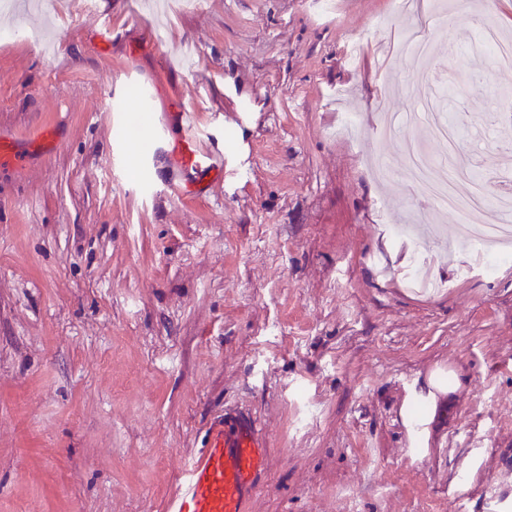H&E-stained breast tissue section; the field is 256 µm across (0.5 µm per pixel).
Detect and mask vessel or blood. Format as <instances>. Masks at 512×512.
<instances>
[{
  "label": "vessel or blood",
  "mask_w": 512,
  "mask_h": 512,
  "mask_svg": "<svg viewBox=\"0 0 512 512\" xmlns=\"http://www.w3.org/2000/svg\"><path fill=\"white\" fill-rule=\"evenodd\" d=\"M172 127L180 134L169 147V161L174 170L187 175L173 190L181 197L206 198L224 176V155L207 149L196 114L185 103L165 113L157 125L161 132ZM57 138L53 126L33 139L0 136V171L19 169L48 156ZM265 460V443L256 420L225 413L210 424L202 448L186 461L183 479L169 496L165 512H244L257 492L255 478Z\"/></svg>",
  "instance_id": "1"
}]
</instances>
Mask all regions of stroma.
I'll use <instances>...</instances> for the list:
<instances>
[{
	"label": "stroma",
	"instance_id": "stroma-1",
	"mask_svg": "<svg viewBox=\"0 0 512 512\" xmlns=\"http://www.w3.org/2000/svg\"><path fill=\"white\" fill-rule=\"evenodd\" d=\"M450 2L424 66L379 58L374 21H411L395 0H197L168 9L158 50L152 0L0 13V134L61 135L0 173V512H165L227 410L268 448L247 512H512V263L488 276L421 238L446 288L419 293L387 230L454 222L414 210L404 181L405 138L433 160L443 142L381 132L414 105L402 85L465 79L459 156L490 188L508 169L512 69L451 45L476 11L512 39V8ZM145 90L159 115L184 95L223 149L207 198H178L167 145L132 133ZM345 110L365 124L352 139ZM436 370L461 386L419 433L401 409Z\"/></svg>",
	"mask_w": 512,
	"mask_h": 512
}]
</instances>
